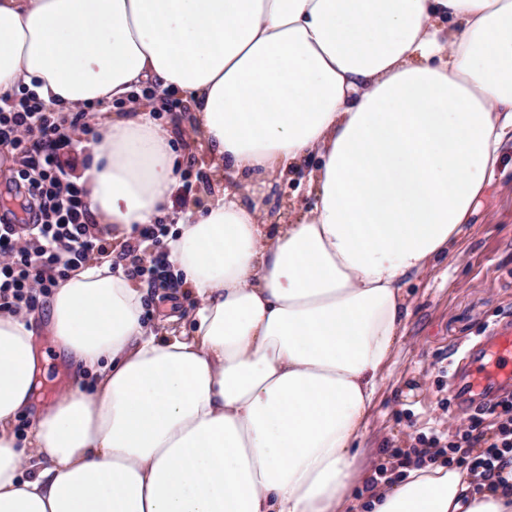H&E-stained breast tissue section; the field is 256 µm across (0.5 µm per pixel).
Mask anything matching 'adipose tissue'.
I'll list each match as a JSON object with an SVG mask.
<instances>
[{"label": "adipose tissue", "instance_id": "obj_1", "mask_svg": "<svg viewBox=\"0 0 512 512\" xmlns=\"http://www.w3.org/2000/svg\"><path fill=\"white\" fill-rule=\"evenodd\" d=\"M106 112L80 185L125 243L167 214L176 150L154 91L182 94L224 189L169 259L190 330L94 257L51 332L93 390L33 402V318L0 311V512H345L404 287L456 248L512 142V0H0V95ZM314 155L292 221L255 184ZM370 512H512V490L417 467Z\"/></svg>", "mask_w": 512, "mask_h": 512}]
</instances>
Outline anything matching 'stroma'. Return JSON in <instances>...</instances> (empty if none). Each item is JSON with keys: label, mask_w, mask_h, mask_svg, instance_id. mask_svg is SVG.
Masks as SVG:
<instances>
[{"label": "stroma", "mask_w": 512, "mask_h": 512, "mask_svg": "<svg viewBox=\"0 0 512 512\" xmlns=\"http://www.w3.org/2000/svg\"><path fill=\"white\" fill-rule=\"evenodd\" d=\"M189 116L188 103L174 94L166 95L152 114L155 124L181 147V179L172 196L177 212L190 205L204 209L224 185L194 152ZM317 164V158H306L292 179L270 189L259 185L255 191L274 212L308 206L304 179ZM178 232L177 225H166L165 240L147 242L130 259L145 268L139 278L147 290L144 319L157 323L175 314L187 328L199 299L184 289L170 261H155ZM405 293L410 316L380 385L364 440L363 466L370 477L353 489L357 505L371 488L406 469L408 460L419 458L437 467L447 460L451 445L464 442L469 411L454 400L452 375L466 346L488 336L495 325L512 322L511 164L487 187L455 252L413 279Z\"/></svg>", "instance_id": "obj_1"}]
</instances>
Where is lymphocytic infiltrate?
Here are the masks:
<instances>
[{
  "mask_svg": "<svg viewBox=\"0 0 512 512\" xmlns=\"http://www.w3.org/2000/svg\"><path fill=\"white\" fill-rule=\"evenodd\" d=\"M81 114L58 122L30 97H0V144L21 155L19 186L28 214L25 233L0 223V302L30 306L50 294L71 270L90 255L105 252L106 242L93 224L85 196L66 178L64 156L81 128ZM33 142H26L28 134ZM500 439L479 453L451 449V456L484 477L512 469V419L499 427Z\"/></svg>",
  "mask_w": 512,
  "mask_h": 512,
  "instance_id": "lymphocytic-infiltrate-1",
  "label": "lymphocytic infiltrate"
}]
</instances>
